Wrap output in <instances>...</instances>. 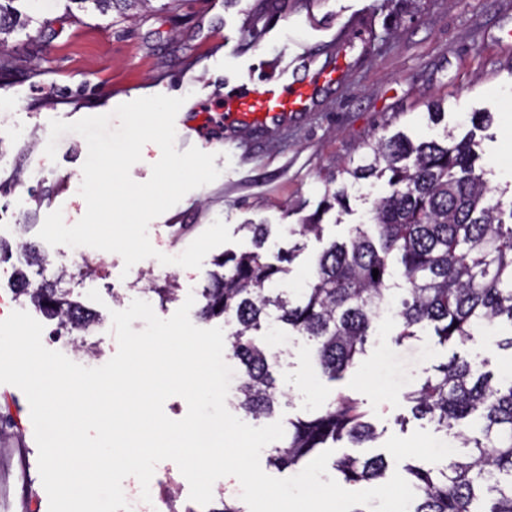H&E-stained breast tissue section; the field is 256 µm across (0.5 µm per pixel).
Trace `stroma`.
<instances>
[{
    "label": "stroma",
    "instance_id": "obj_1",
    "mask_svg": "<svg viewBox=\"0 0 512 512\" xmlns=\"http://www.w3.org/2000/svg\"><path fill=\"white\" fill-rule=\"evenodd\" d=\"M158 9L127 19L100 15L93 6L65 0H18L32 16L26 34L13 44L23 62L0 73V97L11 116L0 124V235L15 241L37 239L46 216L62 211L66 224L86 211L84 200L68 189L86 159L79 134H64L55 160L31 150L46 144L49 122H74L111 113L119 104L162 94L187 97L188 109H214L225 81L253 85L255 67L291 78L307 56L327 47L339 80L299 125L279 131L266 145L239 135L214 147L220 176L187 193L149 224V240L159 252L180 255L215 220L225 222L235 242L250 249L240 224H270L271 239L288 248L282 227L298 224L317 210L329 179L363 141L384 131L426 133L428 103L448 101L446 122L491 112L493 123L482 143L480 165L491 184L512 182V0H233L212 7L211 0H155ZM362 19L364 39L337 38V31ZM43 163L40 181L31 169ZM384 183L349 187L351 215L336 224L323 217L325 235L340 238L350 224H363ZM222 248L207 254L201 268L179 271L177 301L157 308L169 318L187 295H201ZM94 280L72 281L76 301L111 324L115 306L140 298L139 288L121 277L120 255L103 253ZM279 352L278 376L288 384L275 417L288 421L315 414L343 388L359 399L379 437L362 456L384 455L390 470L429 456H445L454 437L414 418L402 395L415 388L434 365L452 353L482 362L495 376L512 374V352L493 346L490 335L475 341L438 345L421 335L395 345L389 327L379 323L367 354L341 384L322 379L310 346L298 336L268 333L262 338ZM30 499L47 502L38 470V448L24 393L0 384V506L14 512Z\"/></svg>",
    "mask_w": 512,
    "mask_h": 512
}]
</instances>
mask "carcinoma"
Here are the masks:
<instances>
[{"instance_id": "obj_1", "label": "carcinoma", "mask_w": 512, "mask_h": 512, "mask_svg": "<svg viewBox=\"0 0 512 512\" xmlns=\"http://www.w3.org/2000/svg\"><path fill=\"white\" fill-rule=\"evenodd\" d=\"M88 1L103 13L150 2L77 0ZM13 2L0 0V71L16 59L6 35L29 24L20 20ZM476 129L475 124L462 136L446 129L438 139L412 140L397 133L363 142L358 160L340 174L355 181L384 178L389 192L373 202V232L358 224L349 228L346 240L327 241L306 288L288 287L300 244L271 257L269 225H241L251 234L252 249L215 260L196 316L229 318L234 324L228 346L242 366L237 387L242 410L256 420L267 418L284 397L274 362L258 340L273 324L310 340L321 374L331 382L342 380L365 355L372 325L387 306L393 310L391 340L397 345L420 332L431 333L439 344L464 343L503 319L508 334L495 346L512 350V206L506 210L502 202L512 185H493L476 172ZM347 204L346 185L325 190L322 207L289 228V235L323 240L322 216L336 207L345 213ZM15 247L28 267L46 260L30 241ZM74 278L62 272L34 288L19 268L11 290L58 328L79 333L97 318L70 298L65 284ZM176 290L178 280L171 274L148 288L161 303ZM403 398L436 431H453L463 448L441 460L405 465L415 493L409 512H512V377L496 380L454 354ZM288 425L289 435L268 449L269 463L279 469L295 467L342 440L360 445L376 438L361 402L340 388L317 417ZM334 466L346 482L379 481L388 462L381 455H346Z\"/></svg>"}]
</instances>
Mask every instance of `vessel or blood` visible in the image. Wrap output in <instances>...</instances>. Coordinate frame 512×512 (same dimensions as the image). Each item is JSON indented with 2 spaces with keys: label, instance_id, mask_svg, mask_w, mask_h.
Here are the masks:
<instances>
[{
  "label": "vessel or blood",
  "instance_id": "obj_1",
  "mask_svg": "<svg viewBox=\"0 0 512 512\" xmlns=\"http://www.w3.org/2000/svg\"><path fill=\"white\" fill-rule=\"evenodd\" d=\"M331 80L326 70L307 68L288 81L268 78L258 88L225 92L219 112L186 114L184 124L207 127L211 143L219 145L241 130L264 133L285 128L307 117L325 83Z\"/></svg>",
  "mask_w": 512,
  "mask_h": 512
}]
</instances>
